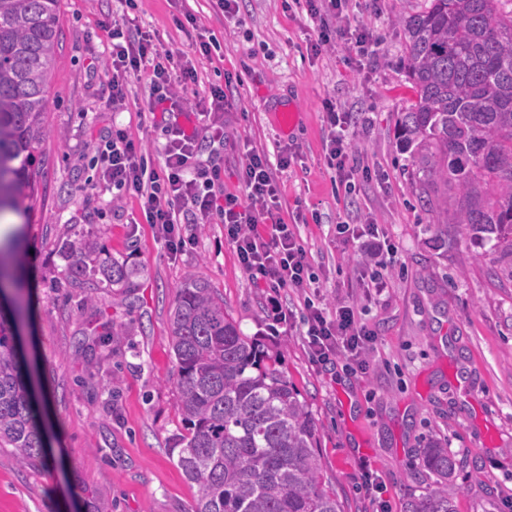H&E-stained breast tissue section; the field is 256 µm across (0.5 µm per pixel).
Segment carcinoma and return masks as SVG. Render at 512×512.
I'll return each mask as SVG.
<instances>
[{
  "mask_svg": "<svg viewBox=\"0 0 512 512\" xmlns=\"http://www.w3.org/2000/svg\"><path fill=\"white\" fill-rule=\"evenodd\" d=\"M60 0H0V212L18 208L47 138L48 83L60 46ZM499 0H431L405 20L404 61L416 103L400 113L397 139L422 171L427 210L512 254V10ZM442 184L450 197L434 201ZM91 248L69 243L77 263ZM0 447L49 466L48 443L13 340L30 318L12 242L0 243ZM175 384L188 433L177 464L197 487L194 512H344L326 485L317 427L280 359L243 334L224 299L189 277L170 314ZM433 480L406 512H457L459 462L438 441L421 450Z\"/></svg>",
  "mask_w": 512,
  "mask_h": 512,
  "instance_id": "obj_1",
  "label": "carcinoma"
}]
</instances>
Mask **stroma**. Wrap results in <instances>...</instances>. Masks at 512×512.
<instances>
[{"label": "stroma", "mask_w": 512, "mask_h": 512, "mask_svg": "<svg viewBox=\"0 0 512 512\" xmlns=\"http://www.w3.org/2000/svg\"><path fill=\"white\" fill-rule=\"evenodd\" d=\"M430 0H383L379 12L358 9L360 22L383 40L380 55L356 72L336 46L312 55L313 24L285 0H239L229 21L213 0H139L138 23L163 49L192 54L198 38L221 46L198 60L190 101L223 85L233 107L224 116L225 192L243 195L238 169L249 149L277 158L291 146L288 169L277 170L281 209L296 225L320 304L355 303L372 331L367 373L345 359L311 363L301 296L286 294L291 313L266 315V289L253 284L220 224H191L193 242L171 254L146 224L138 198L97 180L96 140L119 122L143 144L149 167L162 171L165 136L145 108L149 77L129 80L126 111L100 103L92 70L109 43L98 21L122 13V0H60L61 47L49 83L48 137L34 195L24 198L25 238L18 249L33 308L36 378L47 395L45 425L59 448L53 467L23 466L0 448V512H81L91 498L102 512H191L196 488L171 450L184 435L170 313L187 276L207 281L244 334L278 352L288 381L317 426L324 476L344 512H373L364 472L386 485L392 512L428 491L419 451L447 443L460 463L458 512H512V263L494 241L465 234L441 248L436 218L417 199L422 173L395 135L398 113L416 94L403 59L404 18ZM352 112L354 159L369 180L348 193L326 163L323 102ZM293 108L297 123L281 134L275 115ZM383 225L396 250L388 286L368 296L373 266L358 243L342 244L336 226L364 220ZM94 250L87 274L73 280L68 241ZM122 264L126 280L102 274Z\"/></svg>", "instance_id": "1"}]
</instances>
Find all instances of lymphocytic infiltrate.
Segmentation results:
<instances>
[{"instance_id": "obj_1", "label": "lymphocytic infiltrate", "mask_w": 512, "mask_h": 512, "mask_svg": "<svg viewBox=\"0 0 512 512\" xmlns=\"http://www.w3.org/2000/svg\"><path fill=\"white\" fill-rule=\"evenodd\" d=\"M305 7L317 31V38L310 45L313 55L340 43L346 52L347 65L359 70L379 53L380 37L366 25L352 22L350 0H305ZM102 26L112 40L103 82V109L124 111L130 77L148 73L147 110L160 115L166 142L164 171L159 174L149 168L141 143L127 128L113 125L97 149L101 179L112 183L117 190L140 198L146 222L169 249L176 251L188 243L185 225L219 220L224 226L225 241L235 249L249 279L271 288L270 314L275 320H285L287 314L281 294L302 293L317 282L304 246L292 225L281 215L280 187L274 170L290 166L291 150H283L274 163L265 153L248 150L240 170L244 196L230 195L216 188L218 174L210 159H204L206 151L202 145L210 143L208 152L212 156L224 149V114L230 105L223 86H211L208 101L196 103V125H181L174 115L186 107L182 92L198 81L192 60L161 52L129 14L106 16ZM323 112L328 130L327 162L336 171L337 184L352 190L358 181L368 179L369 174L367 168L358 166L351 157L347 135L351 125L349 115L330 99L324 100ZM336 233L364 241L377 267L371 285L384 290L387 282L383 272L388 268L387 258L394 246L382 229L369 221L355 232L349 225H337ZM305 309L308 353L313 363L324 364L339 356L356 358L365 350L370 333L359 322L353 306H340L330 315L309 300Z\"/></svg>"}]
</instances>
